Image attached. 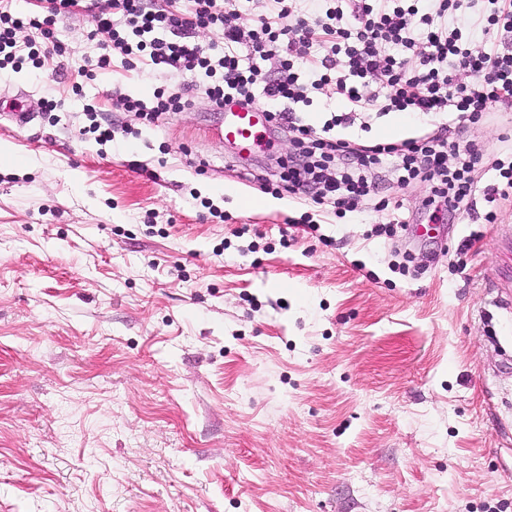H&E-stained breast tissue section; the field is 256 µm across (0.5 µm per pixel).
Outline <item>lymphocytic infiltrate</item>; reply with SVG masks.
Wrapping results in <instances>:
<instances>
[{"instance_id":"1","label":"lymphocytic infiltrate","mask_w":512,"mask_h":512,"mask_svg":"<svg viewBox=\"0 0 512 512\" xmlns=\"http://www.w3.org/2000/svg\"><path fill=\"white\" fill-rule=\"evenodd\" d=\"M273 16L250 31L237 23L234 0H186L180 10L148 0H39L38 11L20 14L0 8V68L39 67L38 49L21 52L29 30L51 37L59 17L85 9L95 31L107 33L92 69L110 65L113 55L144 58L162 75L202 74L203 94L214 103L254 102L263 94L272 128L292 135L297 152L283 176L290 194L309 195L356 210L370 194L360 169L391 164L400 183L430 182L450 210H467L476 193L471 175L476 152L439 135L364 145L336 136L357 113L374 110L362 94L368 78L381 83L386 111L444 119L457 128L497 102H512V51L473 50L457 23L462 8L483 33L512 34V0H336L324 16L303 15L298 0H273ZM216 30L223 41L209 46L196 32ZM278 58L275 79L262 75L259 61ZM470 74L461 81L459 72ZM335 86L350 109L322 127L306 123L297 110L308 89ZM190 89H162L152 104L121 98L127 112H180L190 106Z\"/></svg>"}]
</instances>
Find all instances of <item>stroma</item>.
<instances>
[{
  "label": "stroma",
  "mask_w": 512,
  "mask_h": 512,
  "mask_svg": "<svg viewBox=\"0 0 512 512\" xmlns=\"http://www.w3.org/2000/svg\"><path fill=\"white\" fill-rule=\"evenodd\" d=\"M91 29L76 11L64 55L0 70L58 103L0 117V512H512V197L481 192L512 110L455 134L480 152L471 210L373 167L346 212L286 191L291 136L247 157L214 140L205 96L122 110L204 78L135 57L86 76ZM434 128L392 112L342 134ZM190 86H179L177 89H160L155 91L153 102L148 107L142 100L131 98H120V104L124 111L135 112L146 116L162 112H182L191 105L189 93L193 90Z\"/></svg>",
  "instance_id": "35a3bbf8"
}]
</instances>
